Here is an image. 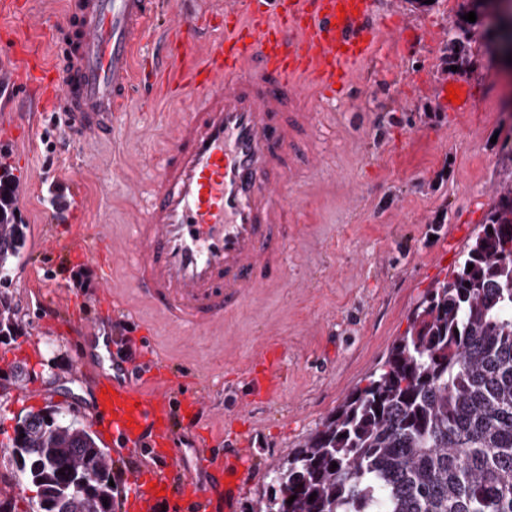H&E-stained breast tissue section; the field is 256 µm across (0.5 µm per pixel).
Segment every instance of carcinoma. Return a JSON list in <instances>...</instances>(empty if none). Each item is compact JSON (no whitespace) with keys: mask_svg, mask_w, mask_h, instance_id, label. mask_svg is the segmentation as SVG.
I'll return each mask as SVG.
<instances>
[{"mask_svg":"<svg viewBox=\"0 0 512 512\" xmlns=\"http://www.w3.org/2000/svg\"><path fill=\"white\" fill-rule=\"evenodd\" d=\"M495 2L463 0V10L479 18ZM476 41L475 24L457 22L445 45L451 63L465 67ZM15 212L12 178L0 175L1 279L25 243ZM16 427L24 434L13 439L18 483L36 489L40 512H91V500L114 512L109 468L91 432L61 411L29 412ZM88 457L99 459L92 472ZM270 482L259 512H512L511 188L383 369Z\"/></svg>","mask_w":512,"mask_h":512,"instance_id":"1","label":"carcinoma"}]
</instances>
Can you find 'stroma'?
Wrapping results in <instances>:
<instances>
[{"label": "stroma", "instance_id": "1", "mask_svg": "<svg viewBox=\"0 0 512 512\" xmlns=\"http://www.w3.org/2000/svg\"><path fill=\"white\" fill-rule=\"evenodd\" d=\"M461 2L422 11L410 0H376L377 15L407 37L380 44L325 101L300 99L316 118L288 180V221L301 232L279 281L254 289L206 333L184 334L131 290L111 306L101 288L104 272L128 277L125 255L109 246L125 244L144 206L137 191L169 142L167 103L146 96L120 118L119 134L76 141L56 112L0 88V114L16 121L0 142V165L26 236L11 276L0 279L17 329L0 336V502L9 512H37L34 488L17 484L18 417L57 409L90 423L76 348L60 323L73 309L111 321L113 335L167 358L174 375L199 376L211 435L244 442L254 471L236 512H256L272 471L380 371L430 291L451 278L512 174V65L480 40L468 65L452 70L445 45ZM449 82L466 89L452 106L440 98ZM59 185L80 188L61 218L50 207ZM44 237L86 239L92 254L41 256ZM269 345L283 354L280 391L255 399L241 371Z\"/></svg>", "mask_w": 512, "mask_h": 512}]
</instances>
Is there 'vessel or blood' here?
I'll use <instances>...</instances> for the list:
<instances>
[{
	"label": "vessel or blood",
	"instance_id": "b4317fda",
	"mask_svg": "<svg viewBox=\"0 0 512 512\" xmlns=\"http://www.w3.org/2000/svg\"><path fill=\"white\" fill-rule=\"evenodd\" d=\"M160 0H80L77 44L51 84L19 29L0 53V85L35 94L82 137L112 130L141 77L137 45L151 35ZM374 0H234L225 25L205 31L198 16L170 19L163 42L181 45L150 73L151 87L180 89L187 111L172 123L169 146L149 187L150 207L132 232V271L124 285L104 277L105 294L136 289L170 322L196 333L223 322L252 289L280 277L293 229L283 222L285 185L313 115L296 106L303 91L329 94L368 60L385 34ZM208 39H201V32ZM80 340L77 365L91 374V421L124 455L147 452L129 473L124 512H235L249 476L240 449L211 438L203 397L162 375L137 381L103 321L70 314ZM280 357L266 349L249 369L256 393H273ZM194 435L199 475L187 473L180 441Z\"/></svg>",
	"mask_w": 512,
	"mask_h": 512
}]
</instances>
